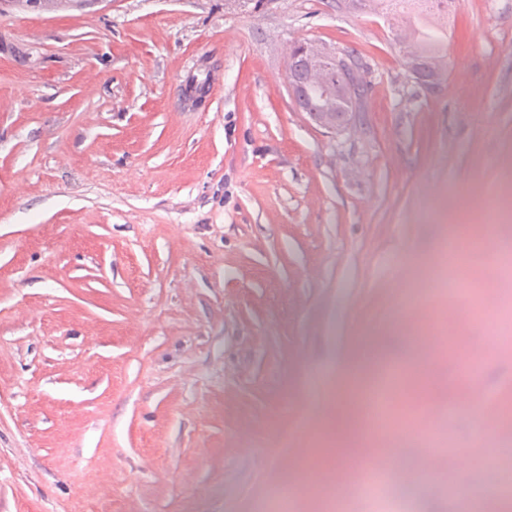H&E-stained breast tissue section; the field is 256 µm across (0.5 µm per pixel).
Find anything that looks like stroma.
<instances>
[{"instance_id":"35a3bbf8","label":"stroma","mask_w":512,"mask_h":512,"mask_svg":"<svg viewBox=\"0 0 512 512\" xmlns=\"http://www.w3.org/2000/svg\"><path fill=\"white\" fill-rule=\"evenodd\" d=\"M296 41L365 55L350 129ZM511 283L512 0L450 13L439 94L336 0H0V512H512ZM367 336L396 450L326 425ZM321 448L402 460L368 493ZM295 54L305 55L315 63V66L311 68L312 62L306 57L288 56V78H295L296 99L299 105L308 112V115L313 120L315 112H320L323 105L322 93L325 107L317 124L334 133L347 128L345 125L352 120L354 112H360V106L369 92V84L366 77L368 68L363 62L361 53L351 50L339 55L341 59H346L354 68V74L351 77L352 88L343 89V92L341 90L336 91V70L341 74L344 73V69L336 57V52L329 53L324 47L316 43L303 42L294 43L290 46L289 55ZM307 73L308 82L319 91L306 83ZM335 109L336 120L333 118V111Z\"/></svg>"}]
</instances>
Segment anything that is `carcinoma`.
<instances>
[{
	"mask_svg": "<svg viewBox=\"0 0 512 512\" xmlns=\"http://www.w3.org/2000/svg\"><path fill=\"white\" fill-rule=\"evenodd\" d=\"M385 3L390 7L391 15L404 18L396 38L410 40L425 60L439 62L446 58L440 22L448 14V0H385ZM340 58L347 60L354 68L351 88L336 91V124L342 127L352 120L354 113L360 111L368 95L369 84L368 68L361 54L351 50L340 54ZM311 67L312 62L304 56L288 58V76L295 79L296 99L312 117L321 110L323 101L320 91L306 83V75ZM415 79L432 94L442 92L445 87L444 81L434 78L426 67L416 73Z\"/></svg>",
	"mask_w": 512,
	"mask_h": 512,
	"instance_id": "obj_1",
	"label": "carcinoma"
}]
</instances>
